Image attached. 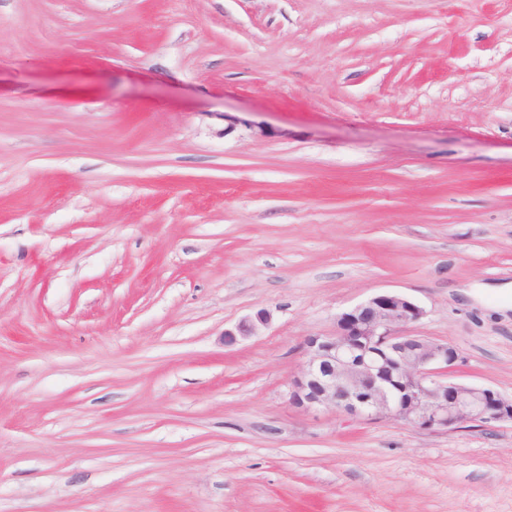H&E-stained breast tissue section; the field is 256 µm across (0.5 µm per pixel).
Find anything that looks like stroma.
I'll return each instance as SVG.
<instances>
[{
	"instance_id": "1",
	"label": "stroma",
	"mask_w": 512,
	"mask_h": 512,
	"mask_svg": "<svg viewBox=\"0 0 512 512\" xmlns=\"http://www.w3.org/2000/svg\"><path fill=\"white\" fill-rule=\"evenodd\" d=\"M511 283L512 0H0V512H512L511 422L288 402L385 291L512 397ZM271 321V315L265 310L258 311L253 317L241 320L235 327L225 329L224 342L236 343L239 339L255 336L260 326H267Z\"/></svg>"
}]
</instances>
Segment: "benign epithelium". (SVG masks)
Masks as SVG:
<instances>
[{"label":"benign epithelium","instance_id":"obj_1","mask_svg":"<svg viewBox=\"0 0 512 512\" xmlns=\"http://www.w3.org/2000/svg\"><path fill=\"white\" fill-rule=\"evenodd\" d=\"M422 316L421 307L396 292L378 293L339 313L334 331L305 338L289 404L300 412L334 409L427 431L512 422V397L452 380L448 370L458 351L409 330ZM270 321V313L260 310L224 330V342L254 336Z\"/></svg>","mask_w":512,"mask_h":512}]
</instances>
